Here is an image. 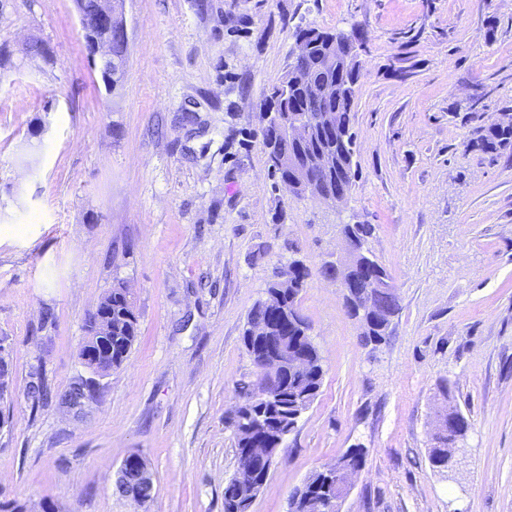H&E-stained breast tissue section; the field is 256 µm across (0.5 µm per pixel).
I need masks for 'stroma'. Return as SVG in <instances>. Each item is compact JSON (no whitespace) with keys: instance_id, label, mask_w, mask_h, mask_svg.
Instances as JSON below:
<instances>
[{"instance_id":"1","label":"stroma","mask_w":512,"mask_h":512,"mask_svg":"<svg viewBox=\"0 0 512 512\" xmlns=\"http://www.w3.org/2000/svg\"><path fill=\"white\" fill-rule=\"evenodd\" d=\"M124 79L109 88L74 0H0V498L30 512H224L237 471L242 342L274 267L310 271L300 309L324 370L252 512L351 448L341 512H512V145L465 150L512 113V0H124ZM364 29L347 204L294 198L269 168L262 114L297 25ZM397 290L364 345L322 269L344 224ZM124 285L139 337L94 398L84 322ZM449 394H442L441 384ZM45 393H36V385ZM470 428L428 461L438 414ZM143 456L147 506L117 494Z\"/></svg>"}]
</instances>
